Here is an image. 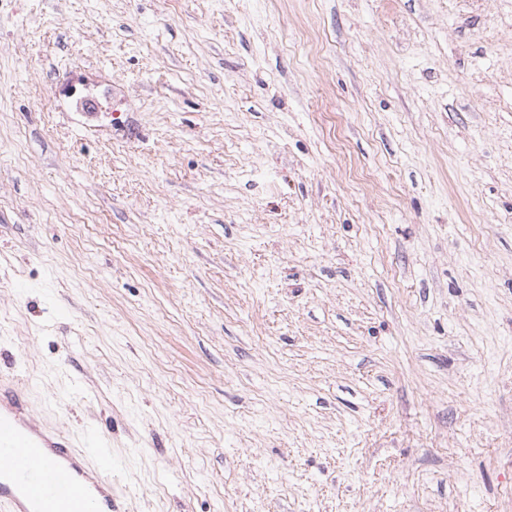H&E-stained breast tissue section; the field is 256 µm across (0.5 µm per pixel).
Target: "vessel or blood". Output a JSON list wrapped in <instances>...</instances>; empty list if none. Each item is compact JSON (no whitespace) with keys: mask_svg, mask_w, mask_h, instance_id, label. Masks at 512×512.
Wrapping results in <instances>:
<instances>
[{"mask_svg":"<svg viewBox=\"0 0 512 512\" xmlns=\"http://www.w3.org/2000/svg\"><path fill=\"white\" fill-rule=\"evenodd\" d=\"M85 457L43 428L25 393L0 386V512H117L111 476Z\"/></svg>","mask_w":512,"mask_h":512,"instance_id":"vessel-or-blood-1","label":"vessel or blood"}]
</instances>
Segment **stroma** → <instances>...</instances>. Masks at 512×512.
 <instances>
[{"instance_id":"1","label":"stroma","mask_w":512,"mask_h":512,"mask_svg":"<svg viewBox=\"0 0 512 512\" xmlns=\"http://www.w3.org/2000/svg\"><path fill=\"white\" fill-rule=\"evenodd\" d=\"M0 380L122 512H512V0H0Z\"/></svg>"}]
</instances>
